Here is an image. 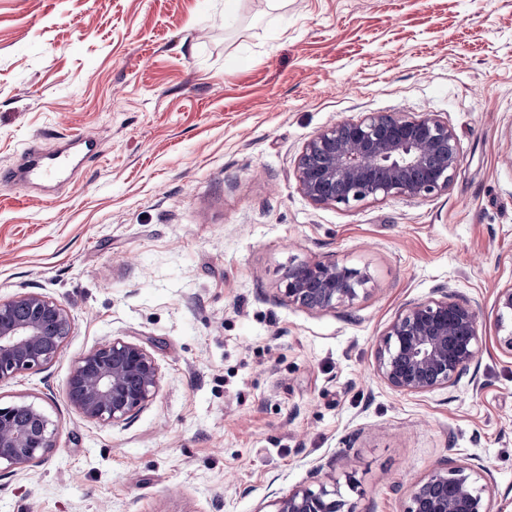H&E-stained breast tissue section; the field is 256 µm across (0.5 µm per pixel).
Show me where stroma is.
Segmentation results:
<instances>
[{
	"label": "stroma",
	"mask_w": 512,
	"mask_h": 512,
	"mask_svg": "<svg viewBox=\"0 0 512 512\" xmlns=\"http://www.w3.org/2000/svg\"><path fill=\"white\" fill-rule=\"evenodd\" d=\"M370 112L438 115L448 191L343 210L298 189L315 134ZM97 148L46 197L9 180L30 146ZM371 277L354 304H288L289 261ZM512 283V0H0V299L41 292L71 334L0 383L58 434L0 477V512H262L319 481L402 512L443 458L490 467L512 512V357L493 342ZM454 293L483 345L460 381L401 394L376 370L401 309ZM120 338L160 387L127 422L68 403L75 361Z\"/></svg>",
	"instance_id": "obj_1"
}]
</instances>
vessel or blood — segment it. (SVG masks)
Masks as SVG:
<instances>
[{
	"mask_svg": "<svg viewBox=\"0 0 512 512\" xmlns=\"http://www.w3.org/2000/svg\"><path fill=\"white\" fill-rule=\"evenodd\" d=\"M93 144L92 137L83 136L67 142L50 153L32 152L25 163L14 172V179L53 186L69 170L75 169Z\"/></svg>",
	"mask_w": 512,
	"mask_h": 512,
	"instance_id": "b4317fda",
	"label": "vessel or blood"
}]
</instances>
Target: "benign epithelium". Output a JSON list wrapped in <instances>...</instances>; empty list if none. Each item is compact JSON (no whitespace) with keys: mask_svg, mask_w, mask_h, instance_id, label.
Wrapping results in <instances>:
<instances>
[{"mask_svg":"<svg viewBox=\"0 0 512 512\" xmlns=\"http://www.w3.org/2000/svg\"><path fill=\"white\" fill-rule=\"evenodd\" d=\"M459 165L457 138L435 115L371 112L314 135L296 165L300 192L316 205L351 209L390 197L426 199L445 193ZM366 273L336 261L288 266L282 295L313 312L354 303ZM496 347L512 357V283L495 299ZM66 307L40 292L0 300V383L51 363L71 335ZM479 336L475 307L451 293L405 306L386 327L376 368L393 390L425 395L455 385L475 361ZM160 368L143 346L120 338L80 357L67 398L85 419L129 420L156 395ZM54 421L32 402L0 407V474L26 471L55 448ZM490 470L443 459L417 480L403 512H491ZM272 512H356L336 487L300 486L271 501Z\"/></svg>","mask_w":512,"mask_h":512,"instance_id":"obj_1","label":"benign epithelium"}]
</instances>
